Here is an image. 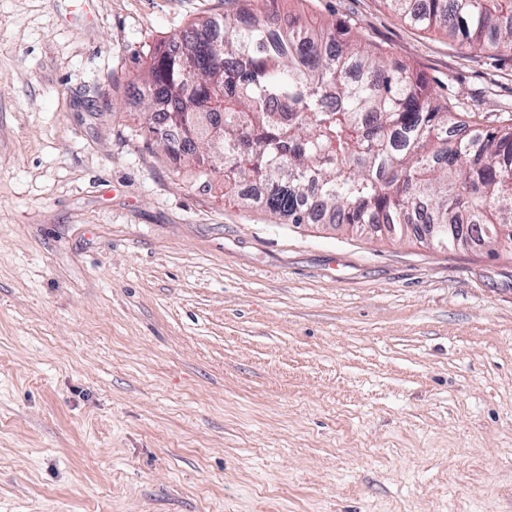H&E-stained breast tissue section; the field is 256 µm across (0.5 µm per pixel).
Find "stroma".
Instances as JSON below:
<instances>
[{"label": "stroma", "instance_id": "stroma-1", "mask_svg": "<svg viewBox=\"0 0 512 512\" xmlns=\"http://www.w3.org/2000/svg\"><path fill=\"white\" fill-rule=\"evenodd\" d=\"M232 6L0 0V512H512V255L280 224L143 135L153 52ZM281 7L512 124V59Z\"/></svg>", "mask_w": 512, "mask_h": 512}]
</instances>
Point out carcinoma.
Listing matches in <instances>:
<instances>
[{"instance_id": "1", "label": "carcinoma", "mask_w": 512, "mask_h": 512, "mask_svg": "<svg viewBox=\"0 0 512 512\" xmlns=\"http://www.w3.org/2000/svg\"><path fill=\"white\" fill-rule=\"evenodd\" d=\"M151 56L146 111L164 107L209 133L224 116V188L265 187L261 205L289 224H444L435 244L463 248L471 235L512 254V128L453 114L430 84L371 48L351 24L301 26L277 0H236ZM420 29L443 27L460 49L512 57V0H385ZM174 171L191 159L145 125Z\"/></svg>"}]
</instances>
